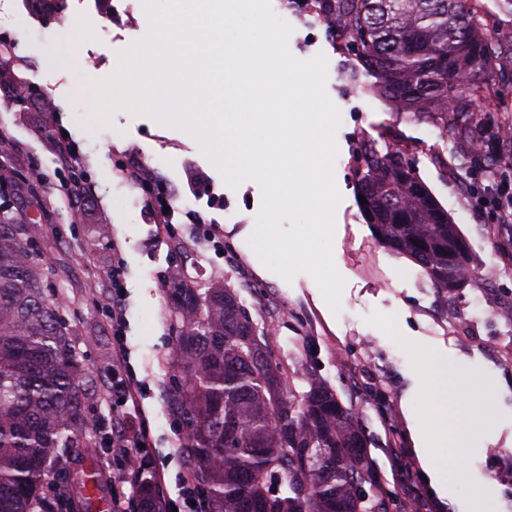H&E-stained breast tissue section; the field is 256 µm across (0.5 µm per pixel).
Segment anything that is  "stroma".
<instances>
[{
    "label": "stroma",
    "mask_w": 512,
    "mask_h": 512,
    "mask_svg": "<svg viewBox=\"0 0 512 512\" xmlns=\"http://www.w3.org/2000/svg\"><path fill=\"white\" fill-rule=\"evenodd\" d=\"M56 2L57 10L47 14L40 0H0V40L14 44L29 85L19 96L10 79L0 80V208L26 225V239L46 263L49 287L87 374L83 415L107 472L116 465L106 443L116 341L112 297L122 299L121 339L130 370L145 388L150 436L146 447L131 449L134 463L124 483L105 490L102 501L117 494L134 505L147 471L163 472L165 498L178 496L185 428L170 397L183 374L174 355L179 320L168 283L182 279L202 293L214 286L233 291L269 363L286 372L294 391L326 384L357 413L375 461L372 490L387 512H414L419 496L431 512H459V504L484 495L493 512H512V226L496 224L494 211L481 202L494 159L470 151L474 139L512 127V11L499 0H474L498 60L479 79L487 96L456 101L447 126L438 114L406 112L374 94L373 77L338 43L335 17L300 16V0L274 6L293 28L288 46L296 58L327 57L325 92L341 117L334 164L341 201L332 254L345 286L335 313L322 303L311 275L288 282L252 262L249 238L262 198L255 181L228 187L193 134L150 115L120 109L107 127L89 120L91 98L77 90L76 77L107 79L120 53L147 37L144 0H136L130 14L115 0ZM61 138L74 145L77 165L59 159ZM365 139L399 152L467 242L473 275L461 288L438 289L419 265L378 243L356 189ZM127 169L143 172L145 181L125 178ZM196 171L209 177L210 194H193ZM156 190L177 208L169 244L154 239ZM195 215L201 223H192ZM214 226L224 231L223 248L209 238ZM116 244L123 259L117 291L100 277L112 266ZM405 336L425 353L473 365L491 385V420L466 431V467L447 499L427 482L415 451L408 408L418 377L401 342ZM396 448L406 456L400 470L392 465Z\"/></svg>",
    "instance_id": "1"
}]
</instances>
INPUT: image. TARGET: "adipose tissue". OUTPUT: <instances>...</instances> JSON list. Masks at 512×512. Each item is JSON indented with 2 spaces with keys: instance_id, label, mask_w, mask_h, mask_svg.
Masks as SVG:
<instances>
[{
  "instance_id": "obj_1",
  "label": "adipose tissue",
  "mask_w": 512,
  "mask_h": 512,
  "mask_svg": "<svg viewBox=\"0 0 512 512\" xmlns=\"http://www.w3.org/2000/svg\"><path fill=\"white\" fill-rule=\"evenodd\" d=\"M473 369L439 359L419 366L420 404L409 414L416 452L430 484L439 497H447L463 463L460 433L484 423L486 407L468 398L463 379Z\"/></svg>"
}]
</instances>
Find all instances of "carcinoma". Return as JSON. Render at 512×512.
<instances>
[{
    "label": "carcinoma",
    "mask_w": 512,
    "mask_h": 512,
    "mask_svg": "<svg viewBox=\"0 0 512 512\" xmlns=\"http://www.w3.org/2000/svg\"><path fill=\"white\" fill-rule=\"evenodd\" d=\"M323 2L344 21L374 90L399 108L446 121L449 98L482 93L475 76L493 69L496 56L466 0ZM14 59V46L0 41V77L12 74ZM360 161L379 242L409 256L439 288L464 277L469 254L448 261L444 210L421 182L417 190L403 183L410 168L402 158L368 140ZM176 292L174 352L184 380L172 405L205 512H386L364 488L373 459L352 409L326 386L287 388L228 289ZM84 376L23 229L0 217V512L43 507L53 476L60 512H94L103 470L81 413Z\"/></svg>",
    "instance_id": "carcinoma-1"
}]
</instances>
